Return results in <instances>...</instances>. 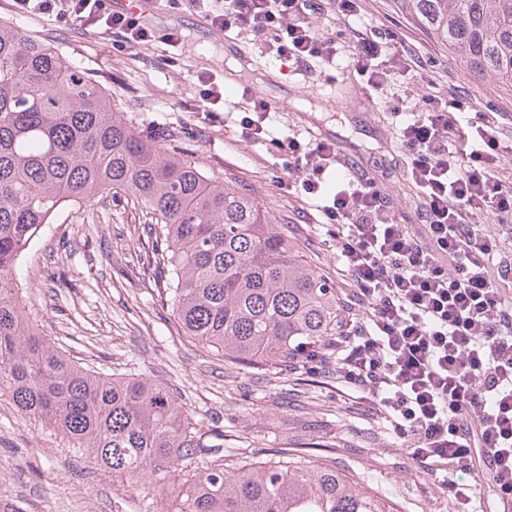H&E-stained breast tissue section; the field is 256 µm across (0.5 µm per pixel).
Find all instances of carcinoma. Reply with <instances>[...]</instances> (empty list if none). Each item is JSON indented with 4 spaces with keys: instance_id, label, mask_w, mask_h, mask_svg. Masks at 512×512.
I'll use <instances>...</instances> for the list:
<instances>
[{
    "instance_id": "obj_1",
    "label": "carcinoma",
    "mask_w": 512,
    "mask_h": 512,
    "mask_svg": "<svg viewBox=\"0 0 512 512\" xmlns=\"http://www.w3.org/2000/svg\"><path fill=\"white\" fill-rule=\"evenodd\" d=\"M468 68L512 81V0H410ZM188 149L120 120L112 94L57 48L0 20V397L130 486L184 475L159 512H397L297 449L254 461L193 426L168 387L88 370L40 335L17 276L67 204L123 194L149 216L164 304L186 336L238 369L286 367L336 335V293L249 195Z\"/></svg>"
}]
</instances>
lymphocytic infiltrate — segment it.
<instances>
[{
    "label": "lymphocytic infiltrate",
    "instance_id": "obj_1",
    "mask_svg": "<svg viewBox=\"0 0 512 512\" xmlns=\"http://www.w3.org/2000/svg\"><path fill=\"white\" fill-rule=\"evenodd\" d=\"M171 9L190 5L218 32L248 39L261 53L294 69L336 63L337 40L321 20L347 23L356 0H159ZM19 14L47 15L101 30L122 51L155 40L178 47L171 27L156 33L140 13L113 0H12ZM352 63L373 88L421 69L393 34H359ZM398 144L409 178L420 189L422 223L401 224L375 180L354 173L320 211L336 226L337 250L354 289L346 316L362 310L334 344L299 353L304 373L331 370L357 388L391 424L401 447L440 488L469 507L482 477L512 501V309L499 281L512 279V260L475 218L491 214L512 223V186L495 168L505 151L500 115L474 112L466 96L425 95L420 111L396 113ZM274 146L289 172L287 189L316 199L326 172L340 164L337 143L300 141L285 133ZM469 476L458 483L457 474Z\"/></svg>",
    "mask_w": 512,
    "mask_h": 512
}]
</instances>
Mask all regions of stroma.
<instances>
[{"mask_svg": "<svg viewBox=\"0 0 512 512\" xmlns=\"http://www.w3.org/2000/svg\"><path fill=\"white\" fill-rule=\"evenodd\" d=\"M357 29L392 31L428 60L417 85L369 87L350 62L352 34L328 74L292 72L281 61L247 51L246 40L214 32L198 11H169L145 0L149 27L176 26L186 34L178 48L155 41L123 52L95 28L63 26L48 16L16 15L0 0L9 20L57 47L91 72L126 122L150 125L181 140L205 175L254 198L274 223L283 225L304 260L336 291L353 283L336 252V227L315 204L286 192L287 172L269 142L241 138L238 119L210 123L198 117L199 74L224 82V97L245 110L244 87L275 103L270 126L309 138L322 132L342 149L341 166L327 177V191L346 178L350 165L373 177L398 218L418 226L420 193L406 176L397 149V125L389 101H416L432 93L466 95L477 109L503 116L500 138L512 143V82L478 75L441 43L409 0H358ZM145 218L123 197H98L64 206L47 225L19 276L18 299L36 330L67 355L108 375L142 374L177 393L198 429L222 435L228 448L321 447L337 470L360 487L383 491L398 512H455L453 501L398 447L390 424L339 384L335 375L260 368L233 369L222 356L180 331L163 310L155 270L144 262ZM137 490L95 466L86 452L0 398V512H129Z\"/></svg>", "mask_w": 512, "mask_h": 512, "instance_id": "1", "label": "stroma"}]
</instances>
